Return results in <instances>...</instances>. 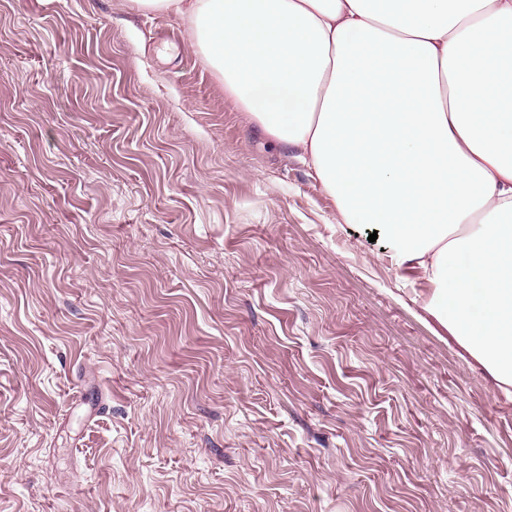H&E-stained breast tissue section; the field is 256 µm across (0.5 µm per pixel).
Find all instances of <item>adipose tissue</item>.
<instances>
[{"label": "adipose tissue", "mask_w": 512, "mask_h": 512, "mask_svg": "<svg viewBox=\"0 0 512 512\" xmlns=\"http://www.w3.org/2000/svg\"><path fill=\"white\" fill-rule=\"evenodd\" d=\"M190 25L246 121L512 389V0H130Z\"/></svg>", "instance_id": "obj_1"}]
</instances>
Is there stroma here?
<instances>
[{
  "label": "stroma",
  "mask_w": 512,
  "mask_h": 512,
  "mask_svg": "<svg viewBox=\"0 0 512 512\" xmlns=\"http://www.w3.org/2000/svg\"><path fill=\"white\" fill-rule=\"evenodd\" d=\"M172 14L0 0V512H512V394Z\"/></svg>",
  "instance_id": "obj_1"
}]
</instances>
